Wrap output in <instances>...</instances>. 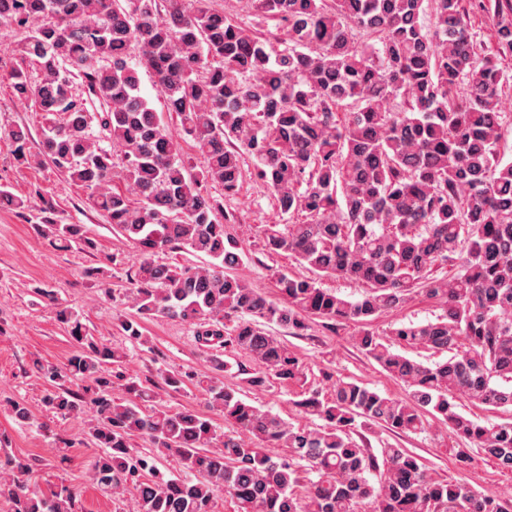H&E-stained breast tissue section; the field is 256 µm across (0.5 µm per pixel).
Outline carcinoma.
<instances>
[{
  "mask_svg": "<svg viewBox=\"0 0 512 512\" xmlns=\"http://www.w3.org/2000/svg\"><path fill=\"white\" fill-rule=\"evenodd\" d=\"M210 2L0 0V25L25 30L0 79L42 117L37 154L28 127L9 131L16 165L51 163L136 248L124 292L102 288L120 305L118 327L140 346L148 319L194 327L211 373H166L161 386L193 385L236 428L217 445L213 421L196 409L153 406L154 389L119 370L124 348L96 340L82 315L63 307L58 318L76 351L44 368L54 387L45 402L64 418L90 414L86 434L101 448L92 483L114 499L134 489L132 512H215L220 491L234 512H512V496L440 480L406 448L387 444L378 456L364 435L438 423L465 444L452 449L461 467L476 452L512 471V418L482 425L458 404L512 412V160L500 152L512 124L500 111L512 80V0H481L496 19V52L484 55L466 0H250L249 27ZM270 17L286 29L277 48L257 31ZM141 68L177 134L141 94ZM76 76L105 102L96 133L72 94ZM184 143L203 159L196 173ZM245 155L288 218L262 225V249L312 273L277 271V299L233 273L243 252L226 232L230 216L218 218L224 199L240 193ZM40 213L54 248H95L83 225L58 222L52 205ZM164 252L206 260L156 263ZM449 263L458 267L451 276ZM322 277L366 289L347 300L321 287ZM418 294L441 307L436 319L369 329ZM311 317L358 326L352 346L406 395L325 372L330 396L307 388L293 401L316 427L248 401V389L307 382V367L272 327L300 336ZM227 347L256 365L244 390L224 384ZM406 349L449 357L424 364ZM105 365L114 366L107 375ZM134 437L155 453H134ZM269 448L286 455L275 460ZM163 455L177 457L183 473L161 470ZM31 469L0 460L10 512H76L71 487L33 489Z\"/></svg>",
  "mask_w": 512,
  "mask_h": 512,
  "instance_id": "1",
  "label": "carcinoma"
}]
</instances>
